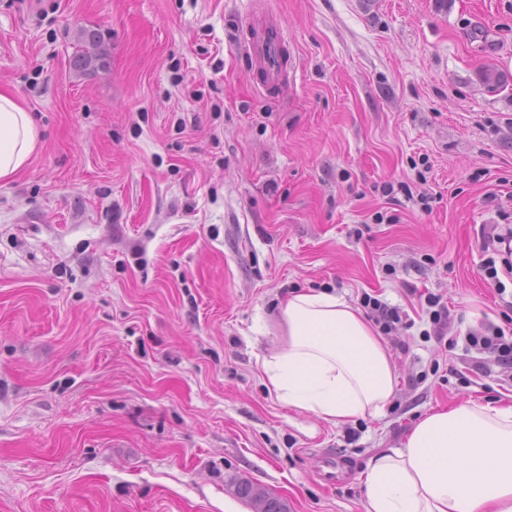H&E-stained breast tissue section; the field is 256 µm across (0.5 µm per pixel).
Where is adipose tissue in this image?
I'll return each instance as SVG.
<instances>
[{
	"instance_id": "obj_1",
	"label": "adipose tissue",
	"mask_w": 512,
	"mask_h": 512,
	"mask_svg": "<svg viewBox=\"0 0 512 512\" xmlns=\"http://www.w3.org/2000/svg\"><path fill=\"white\" fill-rule=\"evenodd\" d=\"M36 147L27 108L0 89V180ZM278 321L283 340L257 366L279 402L336 426L389 402L397 385L391 353L343 297L293 294ZM361 481L364 512H512V403L469 400L427 413L399 448L368 462Z\"/></svg>"
}]
</instances>
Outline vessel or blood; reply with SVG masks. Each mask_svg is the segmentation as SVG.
Here are the masks:
<instances>
[{
    "mask_svg": "<svg viewBox=\"0 0 512 512\" xmlns=\"http://www.w3.org/2000/svg\"><path fill=\"white\" fill-rule=\"evenodd\" d=\"M248 36L243 48L266 82L282 83L286 80L285 49L287 39L276 20L256 15L243 21Z\"/></svg>",
    "mask_w": 512,
    "mask_h": 512,
    "instance_id": "vessel-or-blood-1",
    "label": "vessel or blood"
}]
</instances>
